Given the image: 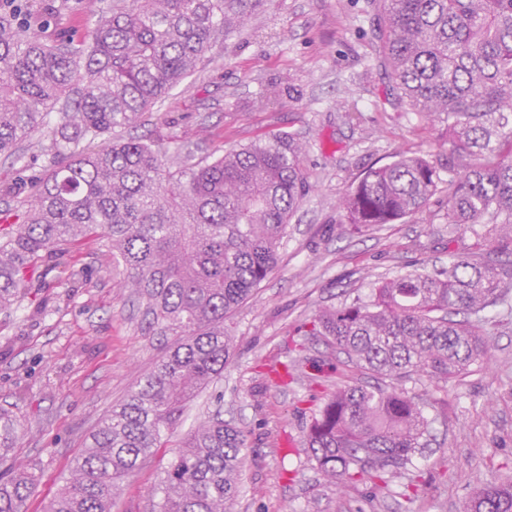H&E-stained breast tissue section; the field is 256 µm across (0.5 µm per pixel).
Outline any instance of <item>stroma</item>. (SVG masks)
I'll use <instances>...</instances> for the list:
<instances>
[{
	"instance_id": "1",
	"label": "stroma",
	"mask_w": 512,
	"mask_h": 512,
	"mask_svg": "<svg viewBox=\"0 0 512 512\" xmlns=\"http://www.w3.org/2000/svg\"><path fill=\"white\" fill-rule=\"evenodd\" d=\"M380 19V0H263L243 31L128 129L168 155L198 158L293 133L307 145L311 191L274 270L224 321L234 351L223 373L187 402L165 447L120 481L112 512H151V491L179 445L214 414L246 434L234 512H459L478 488L512 479V314L498 307L488 312L481 370L403 382L425 404L429 444L387 488L338 490L305 452L314 410L350 373L344 356L308 335L312 316L370 299L378 279L447 266L464 243L448 235L444 186L423 214L357 234L339 221L337 199L368 168L400 153L448 164L443 126L420 123L397 101L375 36ZM271 84L284 95L263 100ZM46 143L27 146L20 175L0 158V179H17L15 195L0 199V229L32 196ZM65 258L74 281L32 273L24 298L0 311V413L16 428L0 469L35 475L23 512H46L90 433L172 342L148 329L103 242L79 240Z\"/></svg>"
}]
</instances>
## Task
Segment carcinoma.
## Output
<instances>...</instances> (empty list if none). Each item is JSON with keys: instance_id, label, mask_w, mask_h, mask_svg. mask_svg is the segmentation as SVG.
Here are the masks:
<instances>
[{"instance_id": "1", "label": "carcinoma", "mask_w": 512, "mask_h": 512, "mask_svg": "<svg viewBox=\"0 0 512 512\" xmlns=\"http://www.w3.org/2000/svg\"><path fill=\"white\" fill-rule=\"evenodd\" d=\"M260 0H112L84 38L45 39L55 6L0 13V156L48 132L51 162L0 238V310L24 296L37 263L78 238L106 241L150 316L174 342L112 408L48 512H111L112 491L161 446L186 402L224 371V319L277 264L288 222L310 191L304 147L268 133L211 161L170 166L126 139L145 112L246 24ZM382 50L405 109L448 135V178L424 155L370 167L340 198L353 229L425 211L448 183V223L472 240L435 274L378 282L370 300L318 311L309 334L376 379L336 386L307 430L317 469L341 486L385 482L424 446V405L398 383L445 382L482 367L486 310L512 296V0H382ZM491 225L494 237L476 230ZM245 435L216 414L189 434L152 490V512H232ZM26 473L0 483V512H22ZM461 512H512V480Z\"/></svg>"}]
</instances>
